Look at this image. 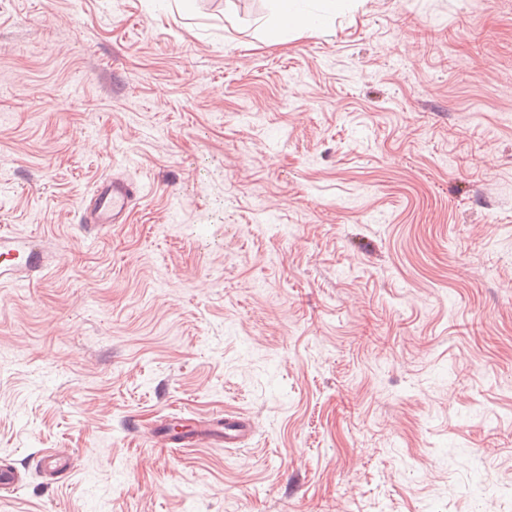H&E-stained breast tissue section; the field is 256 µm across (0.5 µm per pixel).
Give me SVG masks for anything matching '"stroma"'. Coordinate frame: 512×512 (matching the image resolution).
I'll return each mask as SVG.
<instances>
[{
    "label": "stroma",
    "mask_w": 512,
    "mask_h": 512,
    "mask_svg": "<svg viewBox=\"0 0 512 512\" xmlns=\"http://www.w3.org/2000/svg\"><path fill=\"white\" fill-rule=\"evenodd\" d=\"M1 225L0 512H512V0H0ZM277 22L279 27L303 28L312 32L323 31L322 20L319 17L303 16L294 9V0H276ZM140 193L132 180L106 175L100 179L82 207L84 224H125ZM46 264L40 246L21 241L14 233L0 230V282L24 286L32 273H43ZM192 429L191 434L181 441V445L192 446L195 442V436L202 433L212 437L215 441L224 443V447L236 448L249 438L253 432V425L244 416L225 413L224 417L212 419L205 428L194 426Z\"/></svg>",
    "instance_id": "35a3bbf8"
}]
</instances>
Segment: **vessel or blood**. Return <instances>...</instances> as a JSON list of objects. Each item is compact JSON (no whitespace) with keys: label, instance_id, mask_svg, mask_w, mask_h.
I'll use <instances>...</instances> for the list:
<instances>
[{"label":"vessel or blood","instance_id":"vessel-or-blood-1","mask_svg":"<svg viewBox=\"0 0 512 512\" xmlns=\"http://www.w3.org/2000/svg\"><path fill=\"white\" fill-rule=\"evenodd\" d=\"M140 189L132 180L107 175L100 179L82 208L83 220L90 226L126 223ZM45 270L39 245L22 241L10 231L0 230V282L25 285L33 273ZM251 421L227 414L211 420L204 429L207 436L225 447L241 446L251 435Z\"/></svg>","mask_w":512,"mask_h":512}]
</instances>
